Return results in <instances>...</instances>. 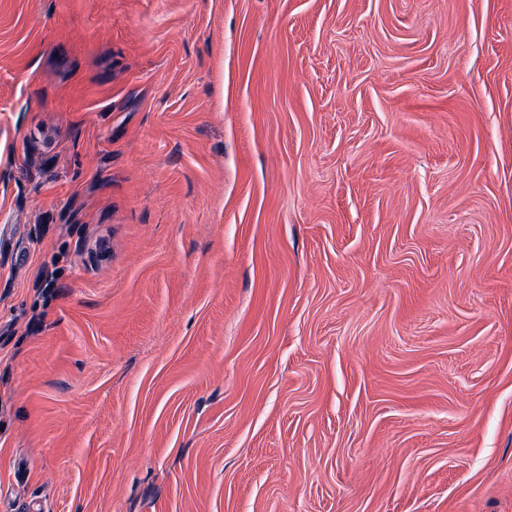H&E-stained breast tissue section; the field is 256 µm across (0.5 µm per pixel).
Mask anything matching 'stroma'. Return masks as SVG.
<instances>
[{
    "label": "stroma",
    "instance_id": "stroma-1",
    "mask_svg": "<svg viewBox=\"0 0 512 512\" xmlns=\"http://www.w3.org/2000/svg\"><path fill=\"white\" fill-rule=\"evenodd\" d=\"M0 512H512V0H0Z\"/></svg>",
    "mask_w": 512,
    "mask_h": 512
}]
</instances>
